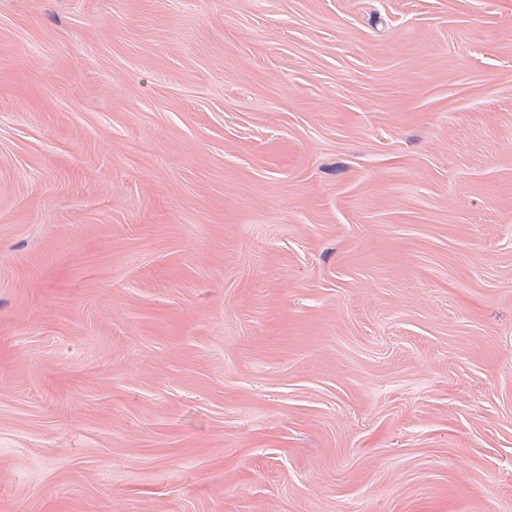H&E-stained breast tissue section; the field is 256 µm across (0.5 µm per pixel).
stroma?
I'll return each mask as SVG.
<instances>
[{
    "label": "stroma",
    "instance_id": "35a3bbf8",
    "mask_svg": "<svg viewBox=\"0 0 512 512\" xmlns=\"http://www.w3.org/2000/svg\"><path fill=\"white\" fill-rule=\"evenodd\" d=\"M0 512H512V0H0Z\"/></svg>",
    "mask_w": 512,
    "mask_h": 512
}]
</instances>
